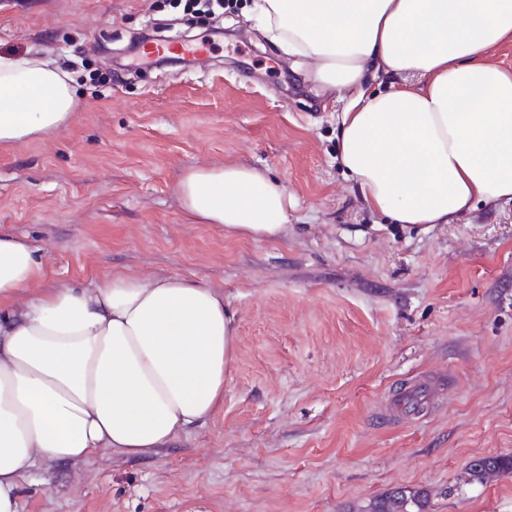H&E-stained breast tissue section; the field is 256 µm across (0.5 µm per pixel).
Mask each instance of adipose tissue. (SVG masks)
Here are the masks:
<instances>
[{"instance_id":"adipose-tissue-1","label":"adipose tissue","mask_w":512,"mask_h":512,"mask_svg":"<svg viewBox=\"0 0 512 512\" xmlns=\"http://www.w3.org/2000/svg\"><path fill=\"white\" fill-rule=\"evenodd\" d=\"M265 36L342 94L340 160L375 213L451 224L512 201V0H256ZM388 87L371 91L372 81ZM77 110L67 72L0 53V146L58 132ZM183 208L242 238L274 240L293 202L242 163L186 170ZM39 251L0 234V512L47 463L101 448L140 456L224 402L238 337L224 292L178 275L113 271L41 287Z\"/></svg>"}]
</instances>
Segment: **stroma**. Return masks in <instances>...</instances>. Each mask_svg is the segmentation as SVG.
Segmentation results:
<instances>
[{"mask_svg": "<svg viewBox=\"0 0 512 512\" xmlns=\"http://www.w3.org/2000/svg\"><path fill=\"white\" fill-rule=\"evenodd\" d=\"M170 0H0V52L62 67L79 108L0 147V233L39 249L42 287L113 270L224 291L239 344L224 403L168 446L46 464L20 512H512V202L424 230L374 214L339 159L344 102L249 18ZM206 43V68L138 67L140 33ZM245 163L292 197L275 242L186 213L190 168ZM512 471L511 456H488L475 460L469 467L472 481L483 482L490 477ZM409 504L416 506L419 509L418 511L422 509V504L418 497L415 495L406 496L400 492L376 505L374 512H410L407 510Z\"/></svg>", "mask_w": 512, "mask_h": 512, "instance_id": "obj_1", "label": "stroma"}]
</instances>
